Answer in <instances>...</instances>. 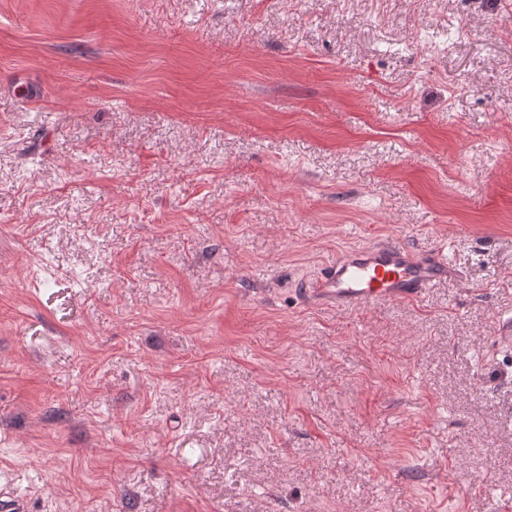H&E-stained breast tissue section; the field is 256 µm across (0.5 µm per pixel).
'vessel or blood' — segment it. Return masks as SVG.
Here are the masks:
<instances>
[{"label": "vessel or blood", "instance_id": "b4317fda", "mask_svg": "<svg viewBox=\"0 0 512 512\" xmlns=\"http://www.w3.org/2000/svg\"><path fill=\"white\" fill-rule=\"evenodd\" d=\"M458 272L439 251L380 242L343 254L309 290L320 303L349 309L368 303L425 299L432 288Z\"/></svg>", "mask_w": 512, "mask_h": 512}]
</instances>
